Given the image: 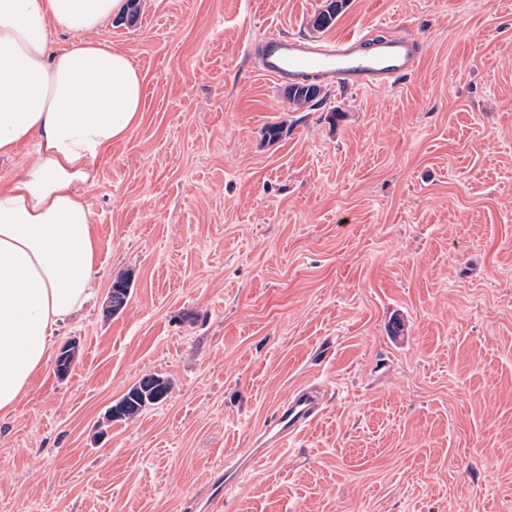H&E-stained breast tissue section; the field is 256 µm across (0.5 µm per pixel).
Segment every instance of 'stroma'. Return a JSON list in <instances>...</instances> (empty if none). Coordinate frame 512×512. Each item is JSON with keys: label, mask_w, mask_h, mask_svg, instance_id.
Here are the masks:
<instances>
[{"label": "stroma", "mask_w": 512, "mask_h": 512, "mask_svg": "<svg viewBox=\"0 0 512 512\" xmlns=\"http://www.w3.org/2000/svg\"><path fill=\"white\" fill-rule=\"evenodd\" d=\"M323 3L138 0L107 24L144 109L84 192L93 297L54 335L76 361L0 416V512H196L311 384L319 419L218 512H512V0H348L316 32ZM380 25L422 41L413 75L312 107L245 53ZM148 374L167 400L107 423ZM130 290V279L127 276L117 277L112 282L109 296L110 305L107 307L106 311L114 315L123 310L129 298Z\"/></svg>", "instance_id": "stroma-1"}]
</instances>
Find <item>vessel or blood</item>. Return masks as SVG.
Instances as JSON below:
<instances>
[{
	"mask_svg": "<svg viewBox=\"0 0 512 512\" xmlns=\"http://www.w3.org/2000/svg\"><path fill=\"white\" fill-rule=\"evenodd\" d=\"M246 52L255 70L278 83L315 80L339 89L386 87L409 77L422 57L420 40L409 33L359 34L336 42L269 32L251 42ZM324 396L317 388L295 391L262 428L274 447L316 421Z\"/></svg>",
	"mask_w": 512,
	"mask_h": 512,
	"instance_id": "obj_1",
	"label": "vessel or blood"
}]
</instances>
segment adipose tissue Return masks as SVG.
Instances as JSON below:
<instances>
[{
  "label": "adipose tissue",
  "mask_w": 512,
  "mask_h": 512,
  "mask_svg": "<svg viewBox=\"0 0 512 512\" xmlns=\"http://www.w3.org/2000/svg\"><path fill=\"white\" fill-rule=\"evenodd\" d=\"M124 0H0V158L36 157L0 188V414L89 299L99 240L84 190L141 120L143 78L101 31ZM68 34L58 46L53 32Z\"/></svg>",
  "instance_id": "adipose-tissue-1"
}]
</instances>
